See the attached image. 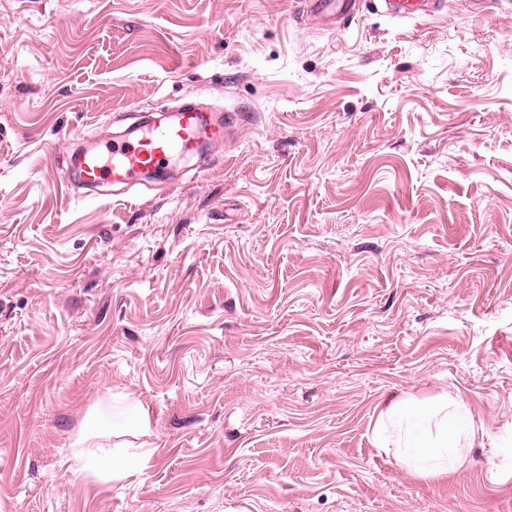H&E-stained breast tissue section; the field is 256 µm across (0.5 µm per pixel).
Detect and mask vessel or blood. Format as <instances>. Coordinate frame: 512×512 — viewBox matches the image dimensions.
I'll return each instance as SVG.
<instances>
[{"mask_svg":"<svg viewBox=\"0 0 512 512\" xmlns=\"http://www.w3.org/2000/svg\"><path fill=\"white\" fill-rule=\"evenodd\" d=\"M386 13L398 18L427 16L440 11L441 0H381ZM361 0H303L302 11L330 13L340 21L353 19ZM237 125V115L225 112L210 119L194 104H185L174 124L142 128L135 136L113 143L105 154L93 153L78 162L80 180L89 186L104 180L125 184L136 177L164 170L169 158L178 150H197L203 144L219 142Z\"/></svg>","mask_w":512,"mask_h":512,"instance_id":"obj_1","label":"vessel or blood"}]
</instances>
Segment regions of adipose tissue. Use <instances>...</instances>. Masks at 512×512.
<instances>
[{
    "label": "adipose tissue",
    "instance_id": "ef3b65f1",
    "mask_svg": "<svg viewBox=\"0 0 512 512\" xmlns=\"http://www.w3.org/2000/svg\"><path fill=\"white\" fill-rule=\"evenodd\" d=\"M469 413L465 401L449 393L393 401L376 422L375 445L402 463L412 464L420 477H446L463 464L464 449L473 445L472 433L456 425ZM150 433V411L143 402L125 393L109 395L106 403L89 409L73 439V469L102 484L123 478L122 461L149 456L142 439Z\"/></svg>",
    "mask_w": 512,
    "mask_h": 512
}]
</instances>
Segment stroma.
<instances>
[{
  "mask_svg": "<svg viewBox=\"0 0 512 512\" xmlns=\"http://www.w3.org/2000/svg\"><path fill=\"white\" fill-rule=\"evenodd\" d=\"M0 0V512H512V0ZM234 134L161 183L72 152L184 98ZM154 453L68 448L108 391ZM462 397L440 480L373 445ZM337 1V2H336ZM304 0L302 3L303 14L331 13L345 23L352 20L360 10V0ZM384 4V12L398 18L427 16L440 11L441 0H379ZM106 401L112 420L104 404L97 403L87 412L70 448L74 471L102 484L125 477L120 468L122 461L135 456L145 459L154 450L144 448L148 446L145 442L135 444L124 439L150 436L151 417L147 406L125 393H111ZM112 439L121 440L112 442Z\"/></svg>",
  "mask_w": 512,
  "mask_h": 512,
  "instance_id": "obj_1",
  "label": "stroma"
}]
</instances>
